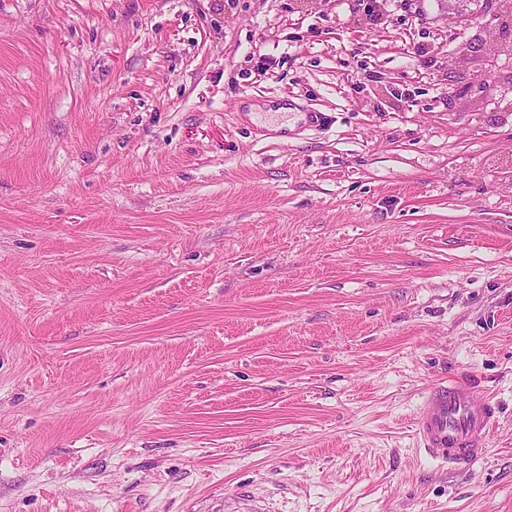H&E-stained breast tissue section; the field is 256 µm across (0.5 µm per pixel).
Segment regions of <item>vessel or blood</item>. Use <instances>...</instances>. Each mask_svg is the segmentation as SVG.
Masks as SVG:
<instances>
[{
	"instance_id": "1",
	"label": "vessel or blood",
	"mask_w": 512,
	"mask_h": 512,
	"mask_svg": "<svg viewBox=\"0 0 512 512\" xmlns=\"http://www.w3.org/2000/svg\"><path fill=\"white\" fill-rule=\"evenodd\" d=\"M475 386V379L464 373L426 392L417 431L431 458L461 468L485 454L496 408L477 401Z\"/></svg>"
}]
</instances>
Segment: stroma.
I'll list each match as a JSON object with an SVG mask.
<instances>
[{"instance_id": "obj_1", "label": "stroma", "mask_w": 512, "mask_h": 512, "mask_svg": "<svg viewBox=\"0 0 512 512\" xmlns=\"http://www.w3.org/2000/svg\"><path fill=\"white\" fill-rule=\"evenodd\" d=\"M499 23L0 0V512H512ZM462 370L501 412L457 471L414 422Z\"/></svg>"}]
</instances>
